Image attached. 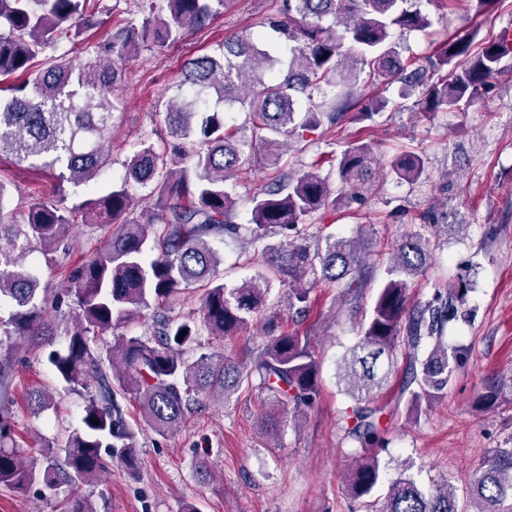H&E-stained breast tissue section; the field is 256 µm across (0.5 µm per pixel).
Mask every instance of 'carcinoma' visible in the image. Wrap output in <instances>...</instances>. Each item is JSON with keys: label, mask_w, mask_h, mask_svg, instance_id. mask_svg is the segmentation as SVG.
<instances>
[{"label": "carcinoma", "mask_w": 512, "mask_h": 512, "mask_svg": "<svg viewBox=\"0 0 512 512\" xmlns=\"http://www.w3.org/2000/svg\"><path fill=\"white\" fill-rule=\"evenodd\" d=\"M404 2L282 0L280 16L268 23L274 37L242 34L188 60L184 81L160 103L165 146L134 144L119 181L104 190L98 178L112 166L107 144L117 108L110 95L118 73L110 57L131 56L201 29L224 0H141L139 24L108 33L95 57L78 66L56 51L99 25L100 0H0V78H21L0 100V156L15 165L39 163L58 181L55 200L34 201L19 217L0 181V391L7 392L15 348L46 328L47 297H39V281L24 257L34 248L50 255L78 218L107 233L103 248L72 277L78 313L68 347L50 354L58 381L84 399L81 425L63 443L43 449L38 461L14 444L12 415L8 403H1L0 485L18 491L35 483L49 491L62 482L90 485L110 463L134 476L143 429L168 436L206 400L231 398L252 385L255 375L257 388L283 415L292 409L295 422L315 403L321 366L312 339L278 330L273 316L263 326L266 342L249 364L228 357L218 362L208 353L191 361L185 354L201 347L204 337L231 338L250 324L275 281L288 286V306L299 313L319 281L340 283L349 292L365 287L367 263L354 240L328 235L321 247L305 238L286 245L266 241L274 229L295 230L336 209L333 190L310 170L276 177L252 197L248 244L264 266L235 288L224 285V257L214 243L233 228L237 198L228 181L252 166L256 143L265 145L266 163L275 166L291 138L301 140L321 124L318 112L333 122L353 109L370 119L404 108L417 92L426 113L464 112L512 55L499 36L475 55L472 39L450 37L427 58L425 69L411 70L393 30H425L432 20L402 7ZM40 56L43 68L35 69ZM363 74L398 84L396 94L356 95ZM316 97L318 110L298 109L299 100ZM228 103L248 112L249 125L229 122ZM375 164L365 144L344 151L337 162L340 190L351 196L365 190ZM388 166L399 178L416 181L425 159L403 150ZM136 185L152 187L137 213L131 192ZM450 217L442 208L422 220L432 232L446 234ZM430 243L417 230L402 235L362 336L337 364V385L355 401L345 416L347 437L357 443L345 488L369 512H459L448 485L426 491L405 468L383 498H373L384 478L376 452L383 433L381 409L369 403L389 384L397 355L406 362L400 394H410L409 408L416 412L445 394L459 362L442 336L464 294L437 290L424 306L408 307L407 277L425 269ZM186 296L197 297L198 310L174 313L173 305ZM149 317V334L128 332ZM508 392L512 380L492 385L480 405L491 409ZM131 401L140 410L135 420L124 408ZM509 490L512 448H497L471 484L473 512H512ZM61 512L95 510L89 497L75 493Z\"/></svg>", "instance_id": "carcinoma-1"}]
</instances>
